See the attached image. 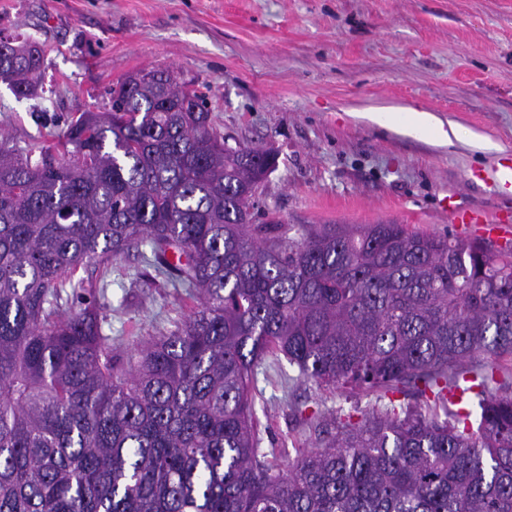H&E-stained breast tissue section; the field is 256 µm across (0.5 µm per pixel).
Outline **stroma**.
Instances as JSON below:
<instances>
[{
  "mask_svg": "<svg viewBox=\"0 0 512 512\" xmlns=\"http://www.w3.org/2000/svg\"><path fill=\"white\" fill-rule=\"evenodd\" d=\"M0 36L36 41L42 88L19 99L0 82V141L39 155L71 116L108 111L127 74L175 71L206 98L229 145L277 152L261 183V220L397 222L474 238L444 196L496 211L487 181L512 149V0H0ZM417 108L461 126L452 145L384 129L370 112ZM139 249L100 277L86 263L67 281L93 289L104 334L129 342L173 329L196 299L150 285ZM278 358L257 376L259 448L285 465L317 445L305 416L364 419L375 393L319 389Z\"/></svg>",
  "mask_w": 512,
  "mask_h": 512,
  "instance_id": "35a3bbf8",
  "label": "stroma"
}]
</instances>
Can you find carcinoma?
I'll list each match as a JSON object with an SVG mask.
<instances>
[{
  "mask_svg": "<svg viewBox=\"0 0 512 512\" xmlns=\"http://www.w3.org/2000/svg\"><path fill=\"white\" fill-rule=\"evenodd\" d=\"M19 99L32 41L1 47ZM129 75L34 161L0 155V512H512V253L405 224H258L253 182L277 157L227 149L169 69ZM152 283L200 298L121 350L104 308H60L79 263L132 247ZM319 389L412 394L283 471L259 453L268 358Z\"/></svg>",
  "mask_w": 512,
  "mask_h": 512,
  "instance_id": "carcinoma-1",
  "label": "carcinoma"
}]
</instances>
